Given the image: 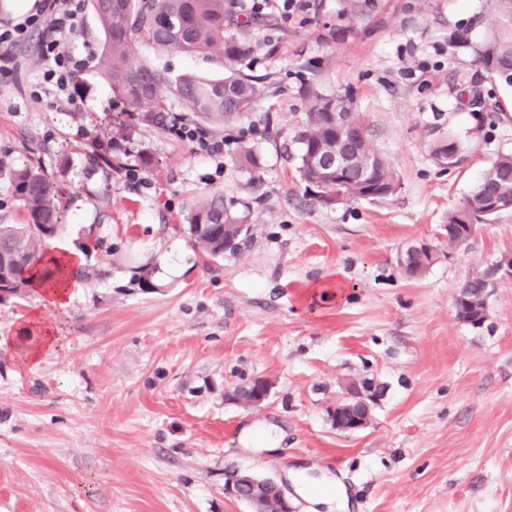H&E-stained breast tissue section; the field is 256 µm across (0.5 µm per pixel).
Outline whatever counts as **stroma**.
I'll list each match as a JSON object with an SVG mask.
<instances>
[{
    "label": "stroma",
    "instance_id": "stroma-1",
    "mask_svg": "<svg viewBox=\"0 0 512 512\" xmlns=\"http://www.w3.org/2000/svg\"><path fill=\"white\" fill-rule=\"evenodd\" d=\"M487 0H313L269 28H233L251 46L240 70L264 80L248 115L213 126L212 155L177 132L120 115L99 65L73 78L77 104L33 98L38 35L0 82V223L28 213L10 171L53 168L68 202L59 241L85 250L104 280H75L52 313L66 343L25 368L0 354V512H250L224 483L275 480L297 512L304 484L331 477L349 512H512V280L475 327L456 316L468 277L512 253V212L448 243L450 210L499 153L512 152V86L488 78L454 34L478 41ZM172 75L225 74L218 59L136 44ZM499 104L482 123L460 100ZM351 96L397 192L324 205L296 172L311 94ZM453 138L459 163L434 154ZM246 144L258 164L238 158ZM120 158L86 173L80 154ZM219 193L251 235L213 260L182 232L194 201ZM430 241L418 277L400 260ZM154 269L155 288L132 284ZM316 288V315L298 303ZM263 378L251 407L235 389ZM385 387L368 428L342 433L330 412L353 380Z\"/></svg>",
    "mask_w": 512,
    "mask_h": 512
}]
</instances>
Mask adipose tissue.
<instances>
[{
  "label": "adipose tissue",
  "mask_w": 512,
  "mask_h": 512,
  "mask_svg": "<svg viewBox=\"0 0 512 512\" xmlns=\"http://www.w3.org/2000/svg\"><path fill=\"white\" fill-rule=\"evenodd\" d=\"M47 258L56 265L57 275L50 280L35 282L36 305L18 325L15 335L0 336V350L11 352L28 367L35 366L44 352L63 348L65 338L49 315L68 305L72 275L83 264L79 252L57 241L49 243Z\"/></svg>",
  "instance_id": "adipose-tissue-1"
}]
</instances>
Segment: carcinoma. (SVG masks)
I'll return each instance as SVG.
<instances>
[{
	"label": "carcinoma",
	"mask_w": 512,
	"mask_h": 512,
	"mask_svg": "<svg viewBox=\"0 0 512 512\" xmlns=\"http://www.w3.org/2000/svg\"><path fill=\"white\" fill-rule=\"evenodd\" d=\"M100 29L101 74L112 85L126 115L137 113L147 126L165 129L171 112L167 98L181 105L182 116L216 123L251 111L261 95L259 82L236 69L246 54V44L226 35L230 26H264L262 12L252 11L240 21L237 0H88ZM487 35L472 44L459 35L463 46L471 49L476 63L490 77L512 86V0H490ZM136 43L151 44L161 50H174L191 57L219 59L227 69L222 79H207L194 74L175 78L165 68L151 63H136L130 50ZM351 113L360 124V116L351 111V100L343 97L314 96L306 123L297 134L300 152L298 166L305 155L321 143L333 139L334 111ZM362 158L375 159L373 178L385 194L394 195L398 179L390 161L366 137L359 145ZM15 191L28 213L25 224H0V272L6 282L0 285L8 295L21 297L32 290L34 275L51 278L57 269H48L42 246L53 236L61 219V201L55 180L43 166H23L12 172ZM512 197V153H502L485 171L475 190L454 210L448 212L450 243L463 244L470 237L468 224H487L494 215L488 212L494 199ZM242 218L224 208L220 194L206 195L196 201L186 225L192 247L210 258L224 257V225L239 224ZM429 258L416 250L406 258L411 276L428 268ZM483 282L466 281L457 298L458 317L477 327L486 318V307L473 304L479 298Z\"/></svg>",
	"instance_id": "cac0c4a2"
}]
</instances>
